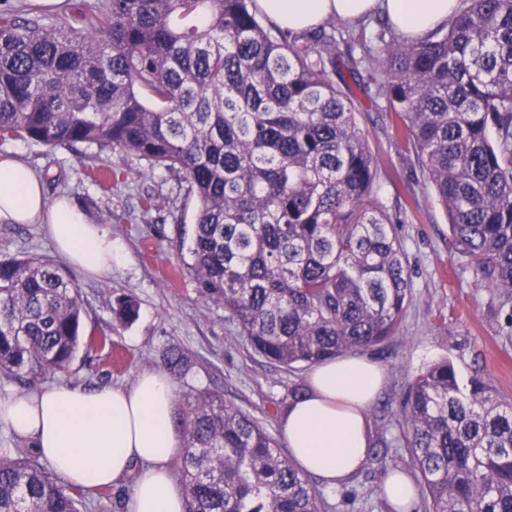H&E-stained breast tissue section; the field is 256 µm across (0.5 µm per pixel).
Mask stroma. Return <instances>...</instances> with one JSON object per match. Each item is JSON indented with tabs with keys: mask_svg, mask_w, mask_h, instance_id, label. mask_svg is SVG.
Returning a JSON list of instances; mask_svg holds the SVG:
<instances>
[{
	"mask_svg": "<svg viewBox=\"0 0 512 512\" xmlns=\"http://www.w3.org/2000/svg\"><path fill=\"white\" fill-rule=\"evenodd\" d=\"M370 71L359 67L346 82L383 172L377 197L399 225L412 291L393 336L365 354L385 370L384 387L368 410L371 437L402 433L403 401L414 377L429 365L450 361L460 382L480 375L512 402V296L480 287L473 267L454 249L448 217L434 190L420 176L416 155L386 99L376 95ZM19 154L42 178L48 197L68 196L109 231L121 259L109 275L74 274L82 302L81 332L107 333L106 345L79 347L64 372L36 381V388L68 383L91 391L131 385L143 371L163 368L168 348L186 354V377H173L176 398L209 389L279 432L280 402L294 379L252 349L223 305L204 299L190 267L188 245L197 209L181 174L119 151L83 146L50 148L29 141L0 140V154ZM153 209H145L146 199ZM55 257L39 224H1L0 257ZM128 296L137 316L119 321L113 308ZM404 445L387 450L385 462L369 461L347 483L348 495L326 488L327 512H392L381 492L392 469L408 470Z\"/></svg>",
	"mask_w": 512,
	"mask_h": 512,
	"instance_id": "35a3bbf8",
	"label": "stroma"
}]
</instances>
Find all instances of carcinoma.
Instances as JSON below:
<instances>
[{"label": "carcinoma", "mask_w": 512, "mask_h": 512, "mask_svg": "<svg viewBox=\"0 0 512 512\" xmlns=\"http://www.w3.org/2000/svg\"><path fill=\"white\" fill-rule=\"evenodd\" d=\"M254 0H105L24 25L0 8V139L118 150L184 174L197 199V287L267 360L300 371L391 336L411 295L400 217L376 199L380 169L336 70V27L290 37ZM361 63L400 117L459 255L512 291V0H463L416 41ZM135 300L115 313L129 321ZM82 303L46 256L0 258V373L62 371ZM184 376L180 348L166 352ZM409 464L429 512H512V403L446 359L404 402ZM178 472L186 512H320L324 500L254 417L204 389L184 398ZM20 450L0 454V512H79Z\"/></svg>", "instance_id": "1"}]
</instances>
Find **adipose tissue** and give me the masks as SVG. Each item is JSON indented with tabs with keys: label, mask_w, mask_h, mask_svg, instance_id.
<instances>
[{
	"label": "adipose tissue",
	"mask_w": 512,
	"mask_h": 512,
	"mask_svg": "<svg viewBox=\"0 0 512 512\" xmlns=\"http://www.w3.org/2000/svg\"><path fill=\"white\" fill-rule=\"evenodd\" d=\"M257 7L295 32L331 15L355 22L379 11L416 38L447 22L458 0H257ZM0 223L44 225L60 255L85 275L111 271L119 257L106 230L72 202L48 200L35 172L14 156H0ZM384 376L379 364L360 354L313 368L306 396L280 419L288 452L302 471L333 488L367 464L366 411ZM174 403L169 376L152 370L128 387L87 391L60 384L0 400V426L31 441L65 486L94 491L127 479L126 512H186L172 471L180 444Z\"/></svg>",
	"instance_id": "1"
}]
</instances>
